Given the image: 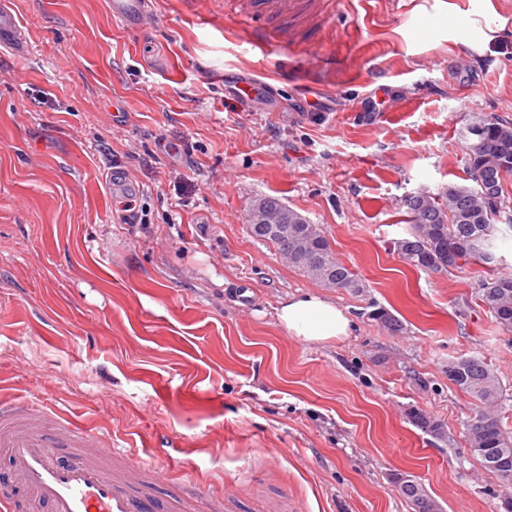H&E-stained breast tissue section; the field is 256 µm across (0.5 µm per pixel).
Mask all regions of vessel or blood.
<instances>
[{
	"label": "vessel or blood",
	"mask_w": 512,
	"mask_h": 512,
	"mask_svg": "<svg viewBox=\"0 0 512 512\" xmlns=\"http://www.w3.org/2000/svg\"><path fill=\"white\" fill-rule=\"evenodd\" d=\"M321 0H252L261 14L298 20L315 12ZM112 13L126 20L147 15V0H110ZM0 48L16 56L31 49L27 28L12 10L0 5ZM111 435L49 413L39 392L0 403V452L7 455L11 476L0 484V507L5 512H196L188 493L165 502L157 494L133 486L140 466L124 461L121 449L111 455Z\"/></svg>",
	"instance_id": "obj_1"
}]
</instances>
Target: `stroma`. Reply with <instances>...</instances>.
<instances>
[{
	"label": "stroma",
	"instance_id": "35a3bbf8",
	"mask_svg": "<svg viewBox=\"0 0 512 512\" xmlns=\"http://www.w3.org/2000/svg\"><path fill=\"white\" fill-rule=\"evenodd\" d=\"M7 2L32 46L0 52V399L36 389L111 433L164 498L189 472L232 512H412L400 472L442 512H505L448 379L484 358L512 428V332L475 296L489 269L420 271L391 243L405 197L464 181L469 115L512 121V0H326L286 49L245 0H151L137 25L109 0ZM262 195L320 225L367 293L251 238ZM303 292L350 335L289 336L276 310Z\"/></svg>",
	"mask_w": 512,
	"mask_h": 512
}]
</instances>
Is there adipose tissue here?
Segmentation results:
<instances>
[{
  "label": "adipose tissue",
  "mask_w": 512,
  "mask_h": 512,
  "mask_svg": "<svg viewBox=\"0 0 512 512\" xmlns=\"http://www.w3.org/2000/svg\"><path fill=\"white\" fill-rule=\"evenodd\" d=\"M277 319L290 336L303 342L322 343L348 336L352 320L333 301L305 293L283 301Z\"/></svg>",
  "instance_id": "ef3b65f1"
}]
</instances>
